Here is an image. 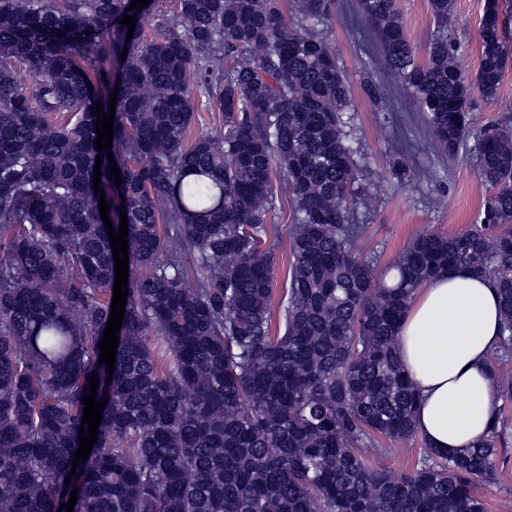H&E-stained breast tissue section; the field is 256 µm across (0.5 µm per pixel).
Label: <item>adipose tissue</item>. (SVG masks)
<instances>
[{
  "instance_id": "1",
  "label": "adipose tissue",
  "mask_w": 512,
  "mask_h": 512,
  "mask_svg": "<svg viewBox=\"0 0 512 512\" xmlns=\"http://www.w3.org/2000/svg\"><path fill=\"white\" fill-rule=\"evenodd\" d=\"M499 328L490 280L465 268L423 285L400 324L397 353L419 396V434L441 454L490 435L498 404L488 357Z\"/></svg>"
}]
</instances>
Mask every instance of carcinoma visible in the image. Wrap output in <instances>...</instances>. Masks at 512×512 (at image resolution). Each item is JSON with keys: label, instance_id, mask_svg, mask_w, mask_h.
<instances>
[{"label": "carcinoma", "instance_id": "carcinoma-1", "mask_svg": "<svg viewBox=\"0 0 512 512\" xmlns=\"http://www.w3.org/2000/svg\"><path fill=\"white\" fill-rule=\"evenodd\" d=\"M155 2L0 0V512H58L75 488L73 512H485L477 485L495 474L498 412L488 439L446 456L426 444L408 474L369 460L398 452L379 439L418 435L396 336L443 271L468 267L496 286L489 367L512 396V126L475 129L469 113L474 93L498 97L512 14L484 0L469 82L454 0H431L424 61L396 0H358L441 150L474 139L488 188L469 230L417 236L384 273L355 248L348 83L317 30L328 0H299L293 22L281 0H177L148 40ZM125 14L138 17L130 38ZM116 67L110 161L95 142L96 103L110 112L96 83L112 84ZM199 91L224 126L190 139ZM281 171L295 217L275 327L265 242ZM102 195L114 232L128 216L111 373L98 347L115 282ZM94 372L95 400L108 401L73 472Z\"/></svg>", "mask_w": 512, "mask_h": 512}]
</instances>
